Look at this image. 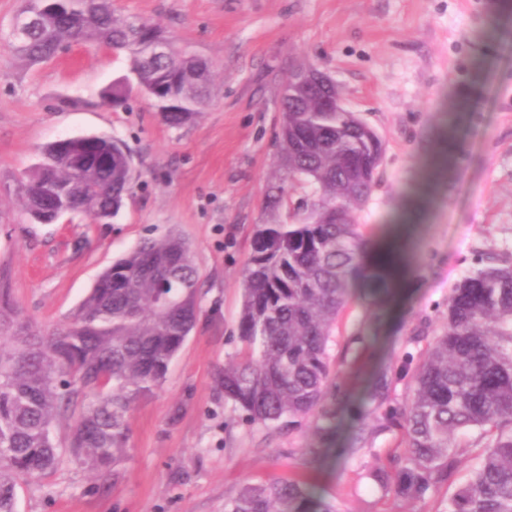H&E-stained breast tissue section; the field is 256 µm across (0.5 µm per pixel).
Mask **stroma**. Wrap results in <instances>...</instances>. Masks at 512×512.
Listing matches in <instances>:
<instances>
[{
    "mask_svg": "<svg viewBox=\"0 0 512 512\" xmlns=\"http://www.w3.org/2000/svg\"><path fill=\"white\" fill-rule=\"evenodd\" d=\"M22 5L0 0V306L41 328L62 324L113 261L171 233L190 245L201 288L197 325L164 383L128 414L118 475L100 481L64 461L23 487L19 512H224L243 483L271 478L318 485L340 512H439L472 462L428 499L407 500L366 475L406 455L401 432L378 435L362 458L315 469L312 421L249 424L225 403L220 380L244 349L238 319L256 226L292 223L313 198L311 184L279 167L280 94L297 65L333 79L382 140L373 190L354 211L367 239L417 212L410 276L395 302L353 301L336 321L332 392H354L380 361L398 370L406 355L425 354L454 284L512 255V0H113L120 17L150 19L209 64L212 101L179 129L140 98L126 110L100 104L99 91L128 73L126 52L75 43L23 61L10 43ZM103 133L122 139L135 165L118 214L107 224L82 214L31 220L20 182L42 147ZM378 312L374 343L364 333Z\"/></svg>",
    "mask_w": 512,
    "mask_h": 512,
    "instance_id": "stroma-1",
    "label": "stroma"
}]
</instances>
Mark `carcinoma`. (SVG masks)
Returning a JSON list of instances; mask_svg holds the SVG:
<instances>
[{"label": "carcinoma", "instance_id": "cac0c4a2", "mask_svg": "<svg viewBox=\"0 0 512 512\" xmlns=\"http://www.w3.org/2000/svg\"><path fill=\"white\" fill-rule=\"evenodd\" d=\"M25 11L38 22L14 47L30 64L51 59L66 42L106 45L129 54L131 74L167 126L182 127L208 102L206 64L183 52L148 58L154 24L116 17L112 0H28ZM127 80L100 92V103L128 106ZM280 105L281 166L314 185L315 195L298 223L260 224L254 233L238 321L245 351L224 364V400L264 427L312 418L333 435L347 425L346 457L361 455L377 433L402 432L409 453L395 474L374 468L368 477L410 499L431 495L471 456L470 479L440 512H512V262L454 285L443 331L423 359L406 357L404 405L390 398L386 364L358 394L328 402L336 318L355 290L387 292L353 218L371 193L380 152L344 121L333 97L291 103L285 94ZM103 152L112 154V167L92 176L75 170L74 159ZM43 153L52 162L22 185L28 212L51 209L65 187L73 211L90 218L110 207L115 214L132 189L116 137L102 134L63 153L50 143ZM198 281L189 245L170 235L113 262L64 325L14 332L0 313V512H18L26 481L53 472L66 456L100 476L123 462L131 405L163 384L196 325ZM70 416L61 448L54 428ZM463 433L473 442L462 443ZM224 512L338 510L303 483L274 480L241 486Z\"/></svg>", "mask_w": 512, "mask_h": 512}]
</instances>
